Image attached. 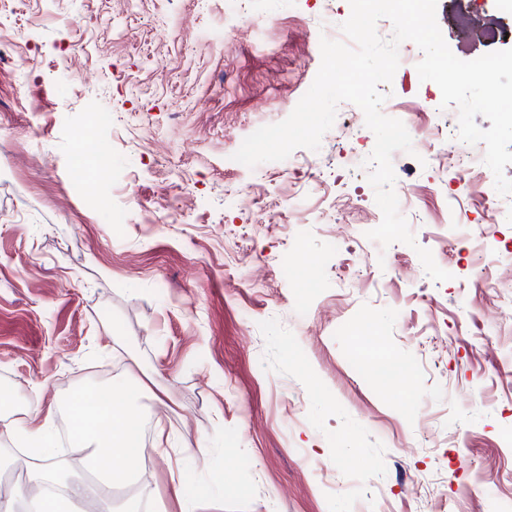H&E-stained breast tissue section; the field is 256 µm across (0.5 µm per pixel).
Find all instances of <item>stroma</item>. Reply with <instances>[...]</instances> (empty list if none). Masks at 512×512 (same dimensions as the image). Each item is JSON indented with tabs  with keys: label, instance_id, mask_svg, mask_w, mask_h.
I'll return each instance as SVG.
<instances>
[{
	"label": "stroma",
	"instance_id": "stroma-1",
	"mask_svg": "<svg viewBox=\"0 0 512 512\" xmlns=\"http://www.w3.org/2000/svg\"><path fill=\"white\" fill-rule=\"evenodd\" d=\"M246 9L251 39L226 46V0L0 5L9 407L141 380V412L168 439L149 451L144 512H512V222L488 221L512 196L488 167L394 153L395 192L413 188L399 211L451 275L436 282L416 247L366 236L382 212L351 169L375 146L355 104L293 170L241 168L244 138L312 85L321 37L344 38L318 0ZM493 12L438 0L456 57L512 48L510 17L492 43L457 24ZM380 91L386 116L456 139L457 108L428 110L442 93L415 67Z\"/></svg>",
	"mask_w": 512,
	"mask_h": 512
}]
</instances>
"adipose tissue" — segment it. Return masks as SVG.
I'll return each mask as SVG.
<instances>
[{
    "label": "adipose tissue",
    "instance_id": "1",
    "mask_svg": "<svg viewBox=\"0 0 512 512\" xmlns=\"http://www.w3.org/2000/svg\"><path fill=\"white\" fill-rule=\"evenodd\" d=\"M132 397L129 386L115 385L102 391L77 392L65 402L76 449L97 462V482L93 485L77 475L60 474L54 467L50 439L54 410H47L39 419L28 416L0 423L5 434L23 439L40 462L27 477L29 486L41 490L31 502L32 512H81L82 502L99 498L101 489L112 487L129 491L120 512H140L143 493L135 485L143 458L138 446L142 417Z\"/></svg>",
    "mask_w": 512,
    "mask_h": 512
}]
</instances>
